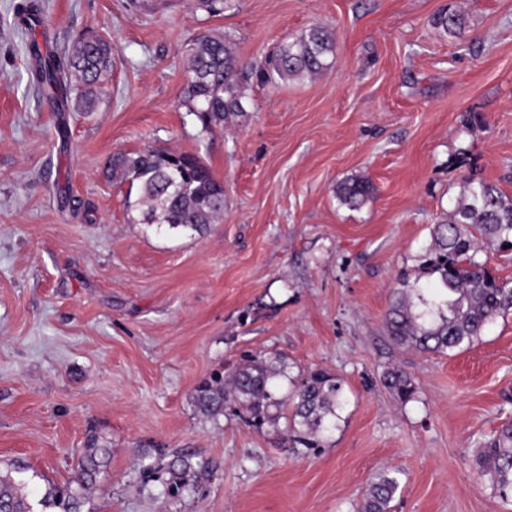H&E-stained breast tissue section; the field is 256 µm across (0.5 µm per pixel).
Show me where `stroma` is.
<instances>
[{
    "instance_id": "obj_1",
    "label": "stroma",
    "mask_w": 512,
    "mask_h": 512,
    "mask_svg": "<svg viewBox=\"0 0 512 512\" xmlns=\"http://www.w3.org/2000/svg\"><path fill=\"white\" fill-rule=\"evenodd\" d=\"M0 0V468L31 502L73 480L89 436L111 448L94 512H354L398 470L395 512H512L478 445L512 425V312L453 355L396 344L385 315L422 268L430 228L468 180L512 198V0ZM462 7L463 39L433 24ZM336 33L325 75L259 72L286 38ZM112 44L95 111L52 106L30 80L29 36L61 50L81 30ZM223 34L248 76L247 113L203 131L182 104L185 49ZM146 147L199 154L224 183L204 234L137 223L107 157ZM369 179L364 206L345 179ZM322 369L347 404L325 447H294L191 396L247 354ZM415 380L395 400L390 368ZM152 451L151 471L138 457ZM212 462L175 493L178 452ZM336 194L341 204L359 208L374 197L375 188L370 180L353 177L344 180L338 186ZM383 385L396 399L407 403L414 399L416 385L414 379L406 372L393 368L383 376Z\"/></svg>"
}]
</instances>
